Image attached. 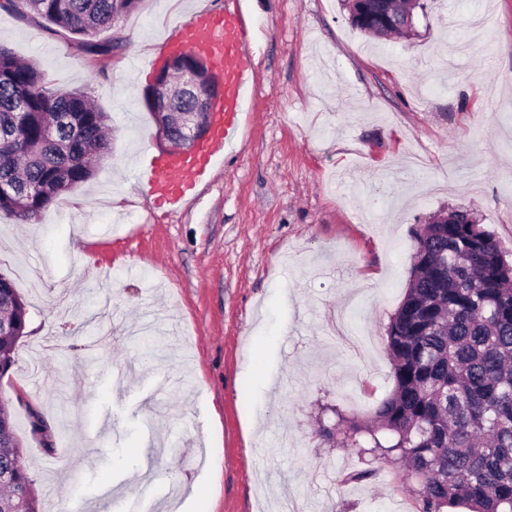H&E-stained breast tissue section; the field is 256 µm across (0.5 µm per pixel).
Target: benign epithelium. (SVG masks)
I'll return each instance as SVG.
<instances>
[{
	"mask_svg": "<svg viewBox=\"0 0 512 512\" xmlns=\"http://www.w3.org/2000/svg\"><path fill=\"white\" fill-rule=\"evenodd\" d=\"M355 25L366 33L383 32L398 26L413 30L412 17L400 15L391 0H352ZM193 97L198 111L183 112L163 107L177 98ZM224 98V73L211 59L191 52L168 53L157 69L144 101L156 125V139L168 151L195 156L211 135L212 107Z\"/></svg>",
	"mask_w": 512,
	"mask_h": 512,
	"instance_id": "7a95c632",
	"label": "benign epithelium"
}]
</instances>
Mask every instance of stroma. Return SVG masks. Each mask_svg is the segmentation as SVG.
I'll return each mask as SVG.
<instances>
[{
	"label": "stroma",
	"mask_w": 512,
	"mask_h": 512,
	"mask_svg": "<svg viewBox=\"0 0 512 512\" xmlns=\"http://www.w3.org/2000/svg\"><path fill=\"white\" fill-rule=\"evenodd\" d=\"M199 8L224 0H139L100 57L0 10V47L112 118L93 179L35 222L0 212V275L27 308L0 399L40 504L416 512L396 466L316 428L391 395L386 330L432 214L470 209L512 259V0H431L387 41L344 0H245L249 120L170 210L139 180L160 153L143 91ZM366 466L373 486L342 483Z\"/></svg>",
	"instance_id": "1"
}]
</instances>
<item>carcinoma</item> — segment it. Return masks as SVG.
Returning a JSON list of instances; mask_svg holds the SVG:
<instances>
[{"label": "carcinoma", "mask_w": 512, "mask_h": 512, "mask_svg": "<svg viewBox=\"0 0 512 512\" xmlns=\"http://www.w3.org/2000/svg\"><path fill=\"white\" fill-rule=\"evenodd\" d=\"M133 6L132 0H0V10L47 23L52 34L94 56L116 48L95 41L96 33ZM47 84L36 63L0 48V212L25 222L93 178L109 146V113L80 90ZM1 310L11 313L12 338L0 339V352L13 355L27 310L2 276ZM387 348L394 389L374 423H322L321 439L402 465L417 481L412 492L420 512L457 506L512 512V262L470 210L457 208L448 223L427 224L417 234ZM0 418L7 425L0 466L14 467L13 480L0 484V504L9 512H40L5 402ZM375 476L373 469H356L342 482L370 484Z\"/></svg>", "instance_id": "cac0c4a2"}]
</instances>
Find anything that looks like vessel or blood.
Listing matches in <instances>:
<instances>
[{"label": "vessel or blood", "instance_id": "b4317fda", "mask_svg": "<svg viewBox=\"0 0 512 512\" xmlns=\"http://www.w3.org/2000/svg\"><path fill=\"white\" fill-rule=\"evenodd\" d=\"M166 46L211 54L215 65L224 71V101L216 107L214 132L202 152L201 163L189 166L169 155L151 162L144 174L149 195L176 207L193 189L194 177L204 175L216 160L236 149L245 108L252 97L255 69L250 34L236 7L221 13L195 11L168 36Z\"/></svg>", "mask_w": 512, "mask_h": 512}]
</instances>
